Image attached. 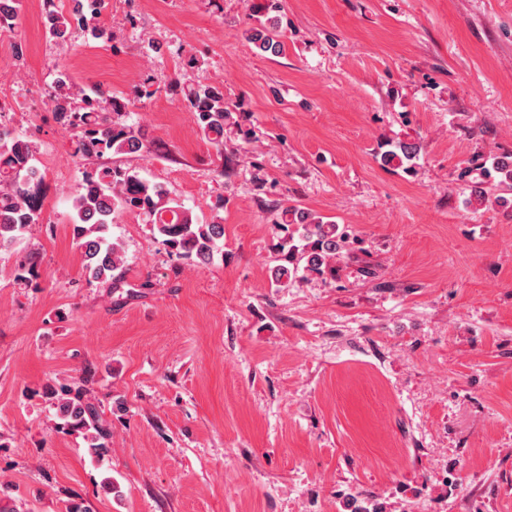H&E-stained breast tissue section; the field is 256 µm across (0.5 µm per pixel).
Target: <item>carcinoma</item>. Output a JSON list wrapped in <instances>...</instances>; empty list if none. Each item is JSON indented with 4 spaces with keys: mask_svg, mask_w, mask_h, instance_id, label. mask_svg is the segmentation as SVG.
<instances>
[{
    "mask_svg": "<svg viewBox=\"0 0 512 512\" xmlns=\"http://www.w3.org/2000/svg\"><path fill=\"white\" fill-rule=\"evenodd\" d=\"M103 0H83L81 10L64 11L56 0H43L44 13L50 17L48 32L58 43L68 45L78 29H92L98 36ZM249 40L263 52L278 54L282 43L274 27L255 28ZM201 133L224 153V123L230 106L224 89L203 78L194 84H175ZM53 112L64 126L76 130L73 153L82 159L106 154L127 155L148 149L142 129L127 123L129 99L108 94L100 88L90 91L64 76L46 92ZM37 145L34 140L0 124V248L12 246L32 224L39 223L43 208L42 182L34 166ZM418 149L398 142L381 155L385 165L395 164L410 172ZM73 234L82 250L83 272L88 280L106 285L112 292L127 286L124 251L112 238V215L118 210L147 215L154 232L169 253L196 265H208L223 255L224 224L214 216L208 223L198 222L191 212L169 196L167 190L143 180L133 170L106 167L86 174L72 197ZM283 236L277 246L278 264L272 268L276 285L286 286L299 273L323 275L333 270L341 255L347 234L335 224L295 206L281 209ZM81 379L76 387H49L47 395L56 400L55 429L84 438L92 455L108 453L112 433L104 424L98 406L87 397Z\"/></svg>",
    "mask_w": 512,
    "mask_h": 512,
    "instance_id": "cac0c4a2",
    "label": "carcinoma"
}]
</instances>
